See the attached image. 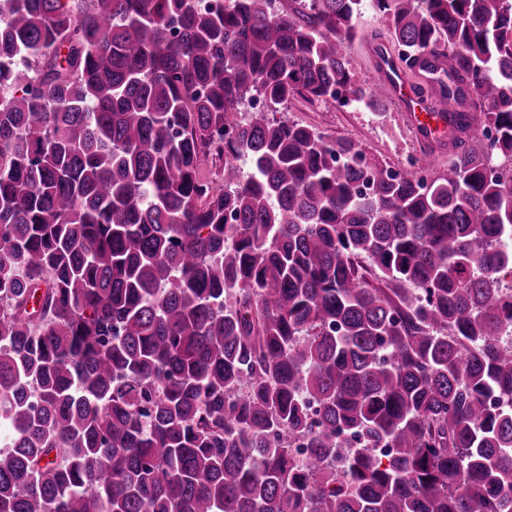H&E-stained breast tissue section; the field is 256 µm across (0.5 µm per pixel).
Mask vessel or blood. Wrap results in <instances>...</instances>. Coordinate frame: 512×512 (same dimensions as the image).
I'll return each instance as SVG.
<instances>
[{"label": "vessel or blood", "instance_id": "1", "mask_svg": "<svg viewBox=\"0 0 512 512\" xmlns=\"http://www.w3.org/2000/svg\"><path fill=\"white\" fill-rule=\"evenodd\" d=\"M369 54L376 71V90L404 112L410 126L423 142L436 150L445 149L448 138V107L443 104L440 78L445 63L439 59L420 57L414 68L424 78L413 84L407 79L405 66L379 41L372 42Z\"/></svg>", "mask_w": 512, "mask_h": 512}]
</instances>
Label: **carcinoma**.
I'll list each match as a JSON object with an SVG mask.
<instances>
[{
	"mask_svg": "<svg viewBox=\"0 0 512 512\" xmlns=\"http://www.w3.org/2000/svg\"><path fill=\"white\" fill-rule=\"evenodd\" d=\"M376 4L446 176L277 117L362 0H0V512H512V0Z\"/></svg>",
	"mask_w": 512,
	"mask_h": 512,
	"instance_id": "1",
	"label": "carcinoma"
}]
</instances>
